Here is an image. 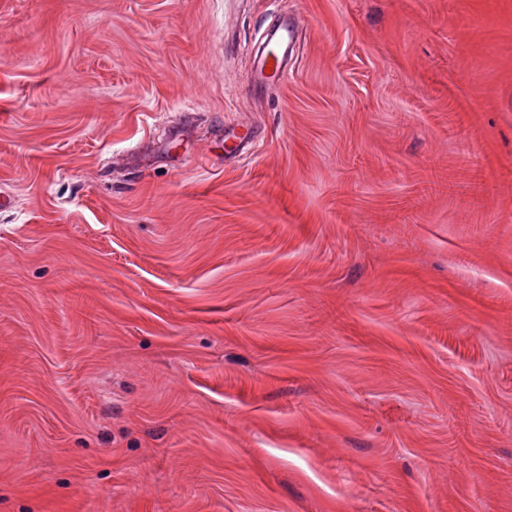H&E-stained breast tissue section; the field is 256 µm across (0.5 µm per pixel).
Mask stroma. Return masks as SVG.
<instances>
[{"instance_id": "35a3bbf8", "label": "stroma", "mask_w": 512, "mask_h": 512, "mask_svg": "<svg viewBox=\"0 0 512 512\" xmlns=\"http://www.w3.org/2000/svg\"><path fill=\"white\" fill-rule=\"evenodd\" d=\"M1 192L0 512H512V0H0ZM298 36V25L288 17L281 18L279 27L270 35L267 43L276 47V54L268 53L266 45L254 60V79L257 86L280 82L288 76L287 48Z\"/></svg>"}]
</instances>
